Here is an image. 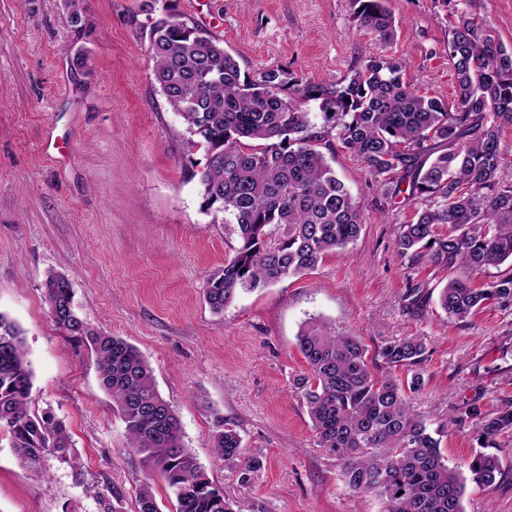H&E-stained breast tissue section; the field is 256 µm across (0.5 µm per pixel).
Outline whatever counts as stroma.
Listing matches in <instances>:
<instances>
[{"instance_id":"stroma-1","label":"stroma","mask_w":512,"mask_h":512,"mask_svg":"<svg viewBox=\"0 0 512 512\" xmlns=\"http://www.w3.org/2000/svg\"><path fill=\"white\" fill-rule=\"evenodd\" d=\"M144 0H0V312L24 332L34 372L30 410L52 413L72 439L68 458L36 474L0 438V512H100L90 486L121 493L137 512L150 484L162 512L175 499L129 448L90 350L49 314L48 273L72 283L82 314L134 345L176 410L183 442L242 512H383L381 499L343 480L342 463L318 447L294 381L307 370L297 334L310 317L359 337L369 355L415 337L425 346L424 389L414 405L441 432L449 466L466 469L477 433L451 418L477 403L488 413L512 400V308L488 304L466 321L438 304L448 270L411 264L396 244L414 206L389 208L360 160L335 150L333 166L364 205V226L346 250L315 270L240 293L214 314L205 280L239 246L236 225L205 211L198 172L205 152L154 79L139 34ZM173 13L219 39L242 72L280 69L330 84L368 55L402 59L420 92L452 99L439 0H388L399 23L385 49L359 31L350 0H168ZM512 45V0H468ZM420 289L421 307L406 295ZM236 429L245 457L261 462L247 484L214 453L217 421ZM501 475L468 484L465 512H512V437L499 439Z\"/></svg>"}]
</instances>
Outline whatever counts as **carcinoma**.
Instances as JSON below:
<instances>
[{
	"label": "carcinoma",
	"instance_id": "1",
	"mask_svg": "<svg viewBox=\"0 0 512 512\" xmlns=\"http://www.w3.org/2000/svg\"><path fill=\"white\" fill-rule=\"evenodd\" d=\"M439 2L448 10L444 51L456 85L451 104L418 93L402 60L389 55L363 58L331 84L303 83L275 69L255 77L241 73L219 40L169 9L140 28L156 83L188 132L204 137L203 206L238 227L234 257L203 285L213 312H224L241 291L314 269L359 238L362 205L319 150L332 137L363 162L382 202L406 190L418 204L415 220L399 225L397 246L415 263L455 272L439 295L448 317L464 321L488 301L512 305V178L505 173L509 146L502 139L503 129L512 127V47L455 0ZM351 3L359 30L393 43L399 23L387 0ZM310 101L323 114L320 128L305 108ZM441 226L447 231L439 232ZM505 263L508 270L480 288L473 285L475 275ZM44 289L54 322L94 353L128 446L164 478L175 512H236L183 443L178 414L156 389L139 350L96 330L80 314L65 276L48 274ZM297 346L308 371L295 388L318 446L343 461L349 487L376 493L384 512H464L466 477L444 462L440 431H430L412 403L423 388L422 343L389 341L369 360L358 337L311 317ZM397 371L410 380H399ZM32 377L21 329L0 312V432L20 462L39 471L49 456L65 457L71 444L53 414L30 413ZM451 421L473 425L480 447L496 448L499 436L512 434V402L491 414L471 405ZM213 448L244 483L260 466L243 457L234 429L218 426ZM468 470L471 481L490 486L500 474L498 457L476 454ZM91 490L102 512H116L117 490ZM137 499L138 512H160L149 484L141 485Z\"/></svg>",
	"mask_w": 512,
	"mask_h": 512
}]
</instances>
